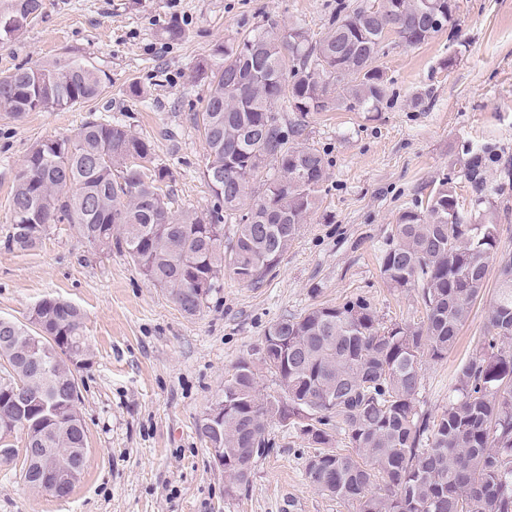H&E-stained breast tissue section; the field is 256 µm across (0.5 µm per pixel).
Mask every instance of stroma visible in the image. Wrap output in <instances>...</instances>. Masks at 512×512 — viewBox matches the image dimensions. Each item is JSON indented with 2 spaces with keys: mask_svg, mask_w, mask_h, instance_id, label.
Returning a JSON list of instances; mask_svg holds the SVG:
<instances>
[{
  "mask_svg": "<svg viewBox=\"0 0 512 512\" xmlns=\"http://www.w3.org/2000/svg\"><path fill=\"white\" fill-rule=\"evenodd\" d=\"M457 4L456 38L393 41L378 58L391 80L381 111L307 116L298 142L327 161L318 208L261 283L225 275L193 316L124 253L90 247L69 225H52L35 249L8 248L15 175L35 144L91 117L115 118L168 169L172 211L206 212V145L192 117L216 47L269 21L319 39L336 0H44L35 21L0 40V73L70 57L105 75L98 98L70 108L17 117L0 107V317L25 321L46 297L69 302L85 313L93 351L78 375L87 432L79 482L58 497L0 464V512H356L309 483L318 445L276 418L248 485L227 496L197 425L236 363L258 362L266 329L284 315L360 295L384 323L420 322L415 291L382 278L380 250L392 224L440 181L469 204L464 171L474 151L484 150L495 187L482 211L498 226L499 253L512 254V180L501 174L512 169V0ZM497 277L490 268L447 359L423 361L421 410L447 407L457 369L485 332Z\"/></svg>",
  "mask_w": 512,
  "mask_h": 512,
  "instance_id": "1",
  "label": "stroma"
}]
</instances>
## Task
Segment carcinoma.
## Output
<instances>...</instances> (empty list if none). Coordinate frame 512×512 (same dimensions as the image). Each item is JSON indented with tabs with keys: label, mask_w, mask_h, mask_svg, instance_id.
Returning <instances> with one entry per match:
<instances>
[{
	"label": "carcinoma",
	"mask_w": 512,
	"mask_h": 512,
	"mask_svg": "<svg viewBox=\"0 0 512 512\" xmlns=\"http://www.w3.org/2000/svg\"><path fill=\"white\" fill-rule=\"evenodd\" d=\"M42 7L43 0H12L0 13V35L21 31ZM455 9L448 0H388L371 13L363 0L336 10L315 41L300 27L267 23L224 43L193 115L207 145V212L174 214L161 188L169 171L144 172L150 142L118 121L94 119L31 148L15 176L5 244L28 251L51 225L69 224L89 245L126 253L188 315L226 270L259 283L320 201L325 157L292 144L304 118L331 109L336 87L347 110L380 111L391 84L375 66L385 40L418 46L453 26ZM102 91L101 71L78 61L0 76V106L17 116ZM283 112L298 117L286 124ZM269 161L277 174L255 196L252 181ZM464 176L477 208L486 202L481 156ZM228 219L238 224L226 240ZM497 244V225L474 223L442 181L425 209L401 215L379 257L391 287L417 293L423 320L387 325L361 296L281 317L261 352L278 390L260 393L254 362L238 361L224 381V423L214 429L203 418L200 435L224 448L243 485L275 416L323 446L307 462L310 482L359 512H512V254L497 255ZM494 260L487 334L456 372L448 407L422 413V359L441 361L455 347ZM89 352L83 313L59 299L40 301L25 323L0 319V361L8 367L0 377V438L5 428L24 434L31 454L20 477L31 489L48 458L60 465L63 485H71L70 470L83 468L86 427L74 392L80 354ZM335 428L348 451L330 447Z\"/></svg>",
	"instance_id": "cac0c4a2"
}]
</instances>
